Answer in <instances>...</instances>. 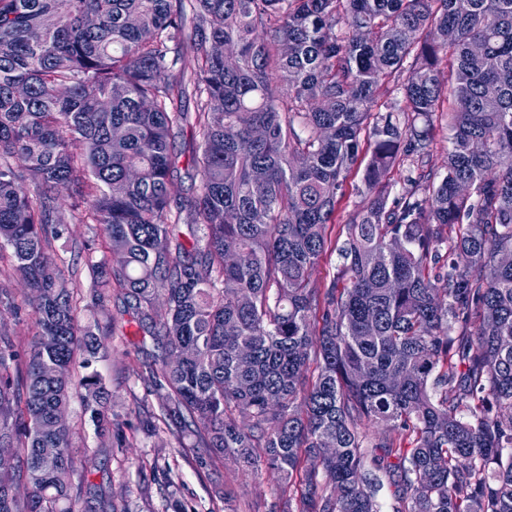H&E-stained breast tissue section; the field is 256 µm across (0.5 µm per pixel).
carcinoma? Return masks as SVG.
Instances as JSON below:
<instances>
[{
  "label": "carcinoma",
  "instance_id": "obj_1",
  "mask_svg": "<svg viewBox=\"0 0 512 512\" xmlns=\"http://www.w3.org/2000/svg\"><path fill=\"white\" fill-rule=\"evenodd\" d=\"M188 121L196 184L174 198ZM61 185L112 252L89 265L94 330L52 246ZM5 246L0 278L29 292L1 294L0 316L32 321L26 353L0 347V512H77L58 473L94 464L53 419L78 354H109L114 295L158 349L153 430L276 473V512H379L381 472L396 512H512V0H0ZM82 386L112 433L98 374ZM452 95L448 92V103L444 102L443 111L434 115L435 139L431 156V165L441 173L444 172L448 149L450 148L451 121H452ZM448 111V112H447ZM363 165L364 164H362L359 171L352 173V175L347 180V183L345 184L344 196L341 198L336 210V235L338 233L337 225L344 224L348 214L361 200V197L357 193V188L361 187Z\"/></svg>",
  "mask_w": 512,
  "mask_h": 512
}]
</instances>
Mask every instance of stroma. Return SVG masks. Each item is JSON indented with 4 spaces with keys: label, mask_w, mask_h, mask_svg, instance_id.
Wrapping results in <instances>:
<instances>
[{
    "label": "stroma",
    "mask_w": 512,
    "mask_h": 512,
    "mask_svg": "<svg viewBox=\"0 0 512 512\" xmlns=\"http://www.w3.org/2000/svg\"><path fill=\"white\" fill-rule=\"evenodd\" d=\"M53 242L62 268L85 270L88 260L104 258L96 248L94 225L71 222L60 225ZM120 301L110 310L117 315L119 331L111 338L108 357L93 364L108 393L107 406L114 426L109 435H99L86 411L85 390L80 385L81 365L71 370L73 385L67 424L75 451L90 450L96 468L86 475L70 474L68 482L78 508L86 504L113 506L115 512H210L216 491L230 493L238 512H272L280 484L265 471L258 477H242L229 459L206 467L200 451L180 445L171 435L154 433L147 425V391L141 374L154 352L150 337L140 335L135 325L121 316ZM176 483L177 495H170L169 483Z\"/></svg>",
    "instance_id": "stroma-1"
}]
</instances>
